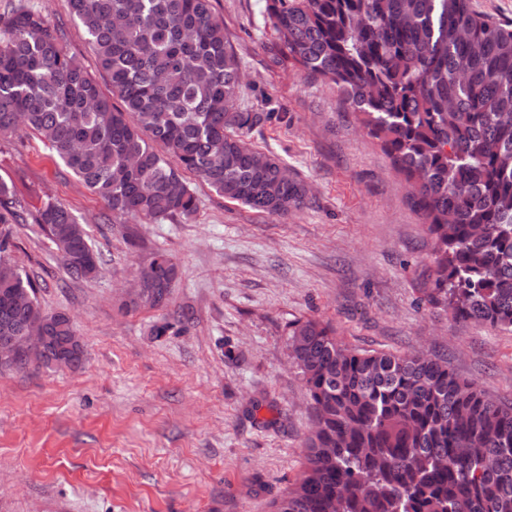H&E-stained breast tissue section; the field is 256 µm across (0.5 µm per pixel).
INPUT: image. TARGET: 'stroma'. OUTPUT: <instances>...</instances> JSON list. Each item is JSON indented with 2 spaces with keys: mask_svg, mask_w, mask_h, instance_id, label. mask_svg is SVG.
I'll use <instances>...</instances> for the list:
<instances>
[{
  "mask_svg": "<svg viewBox=\"0 0 512 512\" xmlns=\"http://www.w3.org/2000/svg\"><path fill=\"white\" fill-rule=\"evenodd\" d=\"M66 47L111 86L66 0H34ZM237 52V104L271 118L250 134L310 187L284 217L202 184L190 220L105 224V202L33 135L0 137V177L23 207L9 257L46 313L81 336L76 370L0 371V512H269L300 474L312 429L288 325L313 318L358 351L421 352L512 403V333L418 306L433 241L409 188L333 86L276 66L265 0H215ZM69 208L102 257L67 275L35 224L40 195ZM178 278L169 303L125 312L154 253Z\"/></svg>",
  "mask_w": 512,
  "mask_h": 512,
  "instance_id": "1",
  "label": "stroma"
}]
</instances>
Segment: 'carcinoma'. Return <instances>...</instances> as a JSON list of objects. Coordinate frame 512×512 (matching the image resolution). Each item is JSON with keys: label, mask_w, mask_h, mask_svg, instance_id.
<instances>
[{"label": "carcinoma", "mask_w": 512, "mask_h": 512, "mask_svg": "<svg viewBox=\"0 0 512 512\" xmlns=\"http://www.w3.org/2000/svg\"><path fill=\"white\" fill-rule=\"evenodd\" d=\"M97 81L31 0L0 11V136L35 133L115 217L189 219L188 172L225 200L286 216L307 184L247 135L269 118L237 106L241 67L213 0H67ZM273 62L337 88L411 186L434 239L420 302L453 319L512 330V29L468 0H266ZM20 218L0 178V336L67 315L42 311L8 258ZM35 222L68 275L100 268L84 225L46 197ZM176 265L149 262L150 289ZM288 351L316 417L306 465L273 512H512V406L423 355L360 353L327 323L288 324Z\"/></svg>", "instance_id": "1"}]
</instances>
